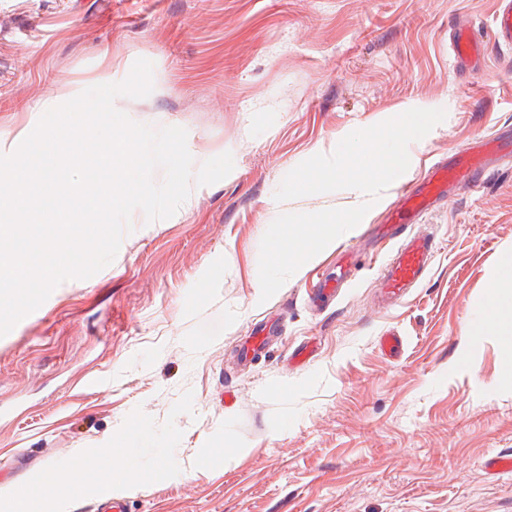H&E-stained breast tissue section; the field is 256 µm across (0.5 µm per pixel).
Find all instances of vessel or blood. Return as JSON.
Instances as JSON below:
<instances>
[{
	"label": "vessel or blood",
	"mask_w": 512,
	"mask_h": 512,
	"mask_svg": "<svg viewBox=\"0 0 512 512\" xmlns=\"http://www.w3.org/2000/svg\"><path fill=\"white\" fill-rule=\"evenodd\" d=\"M512 45V0H501L489 35H481L464 22L451 29V49L459 69L480 67L486 39ZM512 162V129L496 139L479 138L454 155L439 160L422 180L402 183L394 201L382 212L380 223L370 225L368 238L374 244L398 241L396 251L387 256L379 272L383 305L391 306L408 296L428 273L435 253L433 237L423 234L405 235L406 225L421 223L437 203L452 195L463 185H478L485 172L500 160ZM343 275H320L310 288L312 297L321 299L334 295L345 285Z\"/></svg>",
	"instance_id": "obj_1"
}]
</instances>
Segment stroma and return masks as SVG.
Here are the masks:
<instances>
[{
  "label": "stroma",
  "instance_id": "35a3bbf8",
  "mask_svg": "<svg viewBox=\"0 0 512 512\" xmlns=\"http://www.w3.org/2000/svg\"><path fill=\"white\" fill-rule=\"evenodd\" d=\"M498 0H0V142L19 145L46 102L122 82L152 62L153 90L116 109L187 132L194 168L231 153L170 218L134 211L113 262L57 286L0 337V487L67 470L110 442L138 475L131 512H512V328L475 309L512 252V165L440 202L408 233L438 252L401 305L376 303L383 261L350 235L351 286L307 289L328 247L269 299L261 240L281 213L354 205L341 189L282 203L284 177L353 131L411 106L446 111L413 144L411 181L449 151L512 126V47L459 76L449 28L488 30ZM278 326L262 355L238 349ZM403 340L399 356L380 344ZM483 464L492 476L512 473V453L493 451L486 456Z\"/></svg>",
  "mask_w": 512,
  "mask_h": 512
}]
</instances>
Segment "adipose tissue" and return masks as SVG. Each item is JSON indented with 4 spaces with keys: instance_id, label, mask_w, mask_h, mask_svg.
I'll return each mask as SVG.
<instances>
[{
    "instance_id": "1",
    "label": "adipose tissue",
    "mask_w": 512,
    "mask_h": 512,
    "mask_svg": "<svg viewBox=\"0 0 512 512\" xmlns=\"http://www.w3.org/2000/svg\"><path fill=\"white\" fill-rule=\"evenodd\" d=\"M489 292L496 300L492 311L484 312L483 319L487 325H499L505 320H512V255H505L500 261V270L497 278L494 279ZM97 459L103 460L101 467L92 484L83 483L67 484L63 481L62 474L57 468L46 467L39 482L31 484L29 490L12 489L8 496L9 512H41L42 502L40 490L43 486L55 484L59 487V494L56 498L54 512H73L77 501L86 493L87 489H94L95 492L105 495L122 493L126 487L125 479L116 476L112 471L111 448L104 447L96 449Z\"/></svg>"
}]
</instances>
